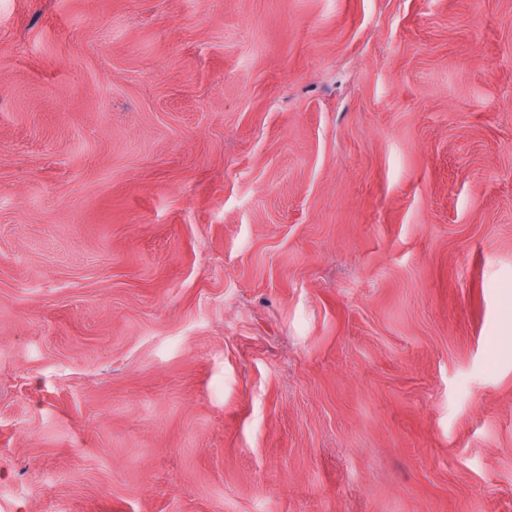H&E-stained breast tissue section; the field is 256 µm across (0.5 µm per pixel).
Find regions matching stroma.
Masks as SVG:
<instances>
[{"instance_id":"1","label":"stroma","mask_w":512,"mask_h":512,"mask_svg":"<svg viewBox=\"0 0 512 512\" xmlns=\"http://www.w3.org/2000/svg\"><path fill=\"white\" fill-rule=\"evenodd\" d=\"M0 512H512V0H0Z\"/></svg>"}]
</instances>
